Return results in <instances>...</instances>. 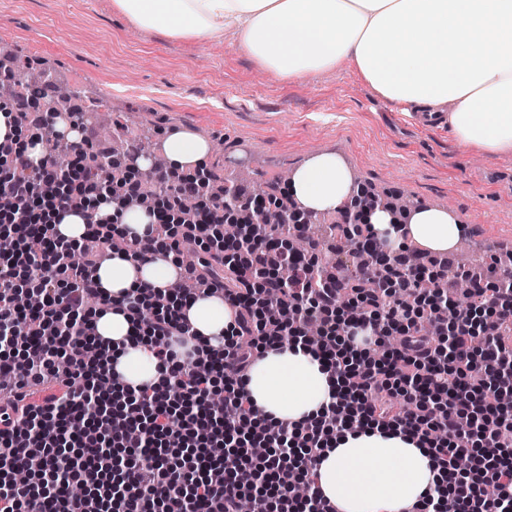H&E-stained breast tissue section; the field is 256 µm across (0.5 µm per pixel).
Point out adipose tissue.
<instances>
[{"mask_svg":"<svg viewBox=\"0 0 512 512\" xmlns=\"http://www.w3.org/2000/svg\"><path fill=\"white\" fill-rule=\"evenodd\" d=\"M139 27L173 39L223 38L232 33L262 68L289 79L353 61L381 97L419 112H447L462 144L512 151V0H113ZM212 152L207 141L175 134L164 156L175 170H200ZM297 207L333 211L358 189L336 155L324 153L298 168L288 183ZM409 240L445 253L461 236L448 211L416 207L405 226ZM180 272L174 255L140 262L125 253L95 272L118 298L146 283L169 287ZM198 344H216L229 310L218 296L196 298L185 311ZM96 337L112 346L122 383L160 381L148 337H135L124 313L100 306ZM338 379L299 346L266 349L251 365L244 390L262 418L295 423L316 416ZM438 472L426 449L396 430L344 433L325 449L316 485L339 512H403L433 488Z\"/></svg>","mask_w":512,"mask_h":512,"instance_id":"adipose-tissue-1","label":"adipose tissue"}]
</instances>
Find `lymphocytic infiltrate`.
Here are the masks:
<instances>
[{
    "mask_svg": "<svg viewBox=\"0 0 512 512\" xmlns=\"http://www.w3.org/2000/svg\"><path fill=\"white\" fill-rule=\"evenodd\" d=\"M81 135L71 167L54 151L32 162L24 150L0 155V212L14 221L0 235L14 248L0 254V378L12 398L0 407V512H338L315 485L314 468L333 439L350 428L398 430L427 448L440 477L410 512H512V405H493L490 394L512 391V251L488 271L449 267L399 243L380 257L369 224L349 236L362 262L341 277L325 268L307 219L242 231L224 246V227L214 214L225 206L263 218L276 196L241 197L213 190L214 174L182 177L157 168L144 182L138 149L117 176L89 164L87 115L73 112ZM179 207L193 200L183 221L206 257L181 263L191 295L145 285L126 298L105 296L95 278L108 243L90 224L80 261L52 220L32 221L43 205L70 211L91 200H138L145 189ZM291 238L307 248H286ZM178 252L165 215L149 240L122 238V252L147 259L152 248ZM263 288H256V278ZM471 286L469 317L448 316L449 278ZM217 295L231 311L221 346L178 358L174 344L195 339L184 313L192 297ZM115 304L132 324L147 322L164 378L153 386L120 388L122 413L113 414L112 355L93 345L87 301ZM493 338L473 350L484 322ZM322 330L310 342L307 324ZM364 348H357L356 339ZM301 344L337 374L332 400L306 423L259 418L242 381L261 348ZM54 378L60 391L33 399L30 385ZM221 393V411L211 398ZM267 447L255 458L254 446ZM43 468L35 488L13 475L32 457ZM306 488L296 497L294 483ZM80 483L86 493L69 494Z\"/></svg>",
    "mask_w": 512,
    "mask_h": 512,
    "instance_id": "lymphocytic-infiltrate-1",
    "label": "lymphocytic infiltrate"
}]
</instances>
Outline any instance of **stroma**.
Segmentation results:
<instances>
[{
  "mask_svg": "<svg viewBox=\"0 0 512 512\" xmlns=\"http://www.w3.org/2000/svg\"><path fill=\"white\" fill-rule=\"evenodd\" d=\"M0 63L36 72L35 91L51 76L98 100L112 118L90 125L101 148L188 132L212 142L217 186L248 193L283 188L285 174L333 152L361 188L450 210L482 258L512 246V152L415 127L352 62L288 80L255 65L232 36L172 39L136 26L112 0H0ZM232 158L252 166L229 169Z\"/></svg>",
  "mask_w": 512,
  "mask_h": 512,
  "instance_id": "obj_1",
  "label": "stroma"
}]
</instances>
